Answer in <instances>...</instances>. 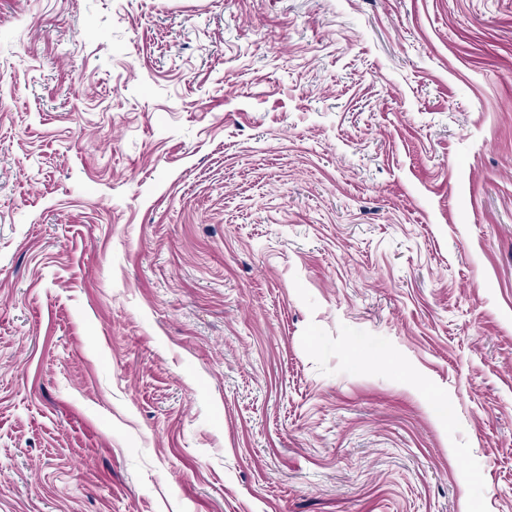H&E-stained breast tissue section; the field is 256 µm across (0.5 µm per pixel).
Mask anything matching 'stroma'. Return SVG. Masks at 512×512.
Wrapping results in <instances>:
<instances>
[{"label": "stroma", "mask_w": 512, "mask_h": 512, "mask_svg": "<svg viewBox=\"0 0 512 512\" xmlns=\"http://www.w3.org/2000/svg\"><path fill=\"white\" fill-rule=\"evenodd\" d=\"M0 512H512V0H0Z\"/></svg>", "instance_id": "35a3bbf8"}]
</instances>
